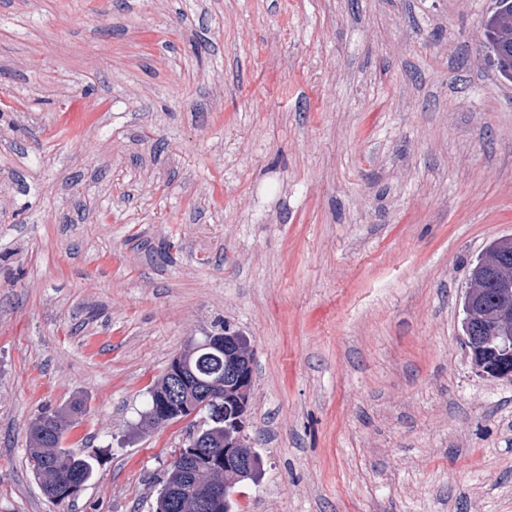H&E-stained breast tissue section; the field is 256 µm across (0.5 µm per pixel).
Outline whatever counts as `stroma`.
Instances as JSON below:
<instances>
[{
	"label": "stroma",
	"instance_id": "1",
	"mask_svg": "<svg viewBox=\"0 0 512 512\" xmlns=\"http://www.w3.org/2000/svg\"><path fill=\"white\" fill-rule=\"evenodd\" d=\"M492 7L0 0V512H153L193 422L148 392L224 324L264 463L235 512H512V382L461 330L512 236ZM75 401L96 475L59 503L28 426Z\"/></svg>",
	"mask_w": 512,
	"mask_h": 512
}]
</instances>
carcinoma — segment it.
Masks as SVG:
<instances>
[{"instance_id":"obj_1","label":"carcinoma","mask_w":512,"mask_h":512,"mask_svg":"<svg viewBox=\"0 0 512 512\" xmlns=\"http://www.w3.org/2000/svg\"><path fill=\"white\" fill-rule=\"evenodd\" d=\"M485 41L493 57L512 56V6L489 16L484 28ZM182 357L191 361L194 376L189 383L163 376L149 391L147 419L157 423L156 412L163 403L173 411L184 401L182 395L196 394L204 382L213 378V372L224 362L208 357L205 351L189 350ZM82 413V405L74 403L65 410L37 417L28 428L29 454L35 478L44 494L57 502H65L95 474L94 458L78 455L62 446L66 432ZM208 420L188 436L178 449L179 458L170 462L156 498L155 512H226L224 502L211 497L215 486L239 485L241 471L224 468V442L235 440L241 431L224 427V420L213 418L206 410Z\"/></svg>"}]
</instances>
